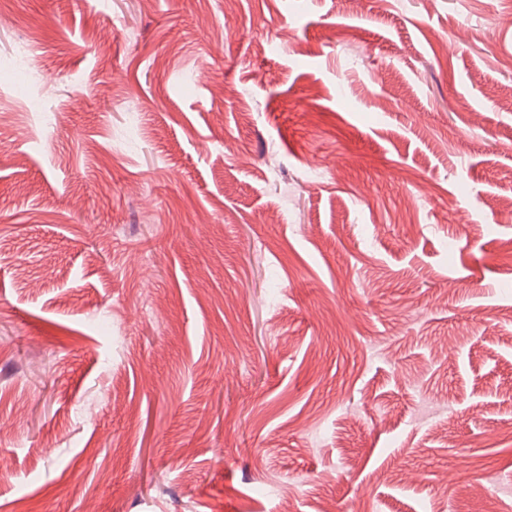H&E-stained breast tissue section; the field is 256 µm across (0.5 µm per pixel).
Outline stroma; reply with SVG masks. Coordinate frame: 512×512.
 I'll return each instance as SVG.
<instances>
[{"label":"stroma","mask_w":512,"mask_h":512,"mask_svg":"<svg viewBox=\"0 0 512 512\" xmlns=\"http://www.w3.org/2000/svg\"><path fill=\"white\" fill-rule=\"evenodd\" d=\"M0 0V512H512V0Z\"/></svg>","instance_id":"stroma-1"}]
</instances>
